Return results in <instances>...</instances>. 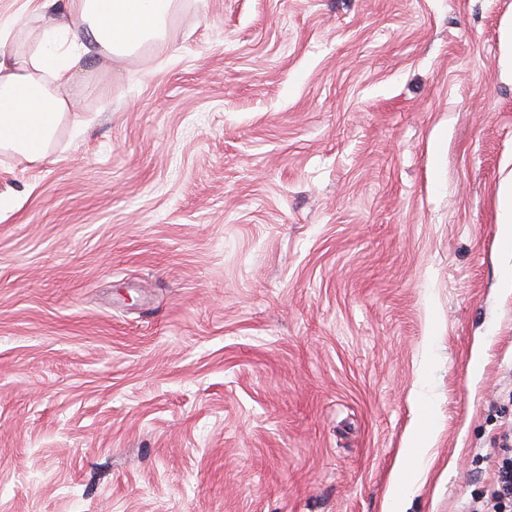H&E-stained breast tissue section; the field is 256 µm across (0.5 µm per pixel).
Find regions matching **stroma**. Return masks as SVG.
<instances>
[{
	"label": "stroma",
	"instance_id": "35a3bbf8",
	"mask_svg": "<svg viewBox=\"0 0 512 512\" xmlns=\"http://www.w3.org/2000/svg\"><path fill=\"white\" fill-rule=\"evenodd\" d=\"M0 153V512H468L512 422V0H175ZM409 491V482L396 472L392 477V493L387 510L392 512H405V502Z\"/></svg>",
	"mask_w": 512,
	"mask_h": 512
}]
</instances>
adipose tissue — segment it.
I'll return each mask as SVG.
<instances>
[{
  "mask_svg": "<svg viewBox=\"0 0 512 512\" xmlns=\"http://www.w3.org/2000/svg\"><path fill=\"white\" fill-rule=\"evenodd\" d=\"M31 2L40 26L30 52L0 51V151L35 162L72 109L81 57L92 48L120 58L158 39L173 0H67L61 12Z\"/></svg>",
  "mask_w": 512,
  "mask_h": 512,
  "instance_id": "obj_1",
  "label": "adipose tissue"
}]
</instances>
